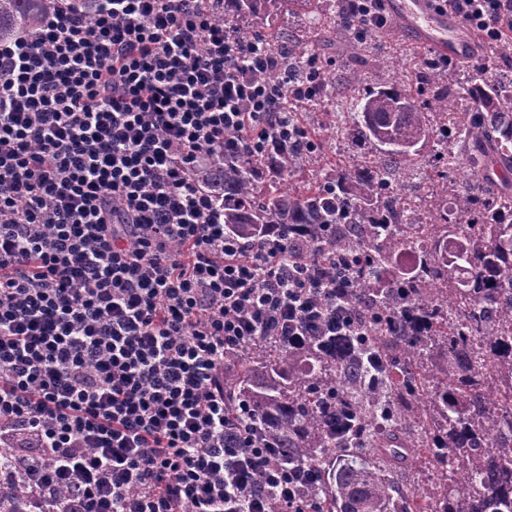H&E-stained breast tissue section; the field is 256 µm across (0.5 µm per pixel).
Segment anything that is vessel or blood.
<instances>
[{
	"mask_svg": "<svg viewBox=\"0 0 512 512\" xmlns=\"http://www.w3.org/2000/svg\"><path fill=\"white\" fill-rule=\"evenodd\" d=\"M385 8L415 44L455 60L474 56V34L441 0H386Z\"/></svg>",
	"mask_w": 512,
	"mask_h": 512,
	"instance_id": "b4317fda",
	"label": "vessel or blood"
}]
</instances>
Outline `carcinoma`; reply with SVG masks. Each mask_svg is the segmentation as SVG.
Masks as SVG:
<instances>
[{
  "mask_svg": "<svg viewBox=\"0 0 512 512\" xmlns=\"http://www.w3.org/2000/svg\"><path fill=\"white\" fill-rule=\"evenodd\" d=\"M227 17L252 38V19L273 21L294 0H233ZM47 0H0V39L36 29ZM344 31L354 48L371 38L364 21ZM277 67L267 79L278 85L292 70L329 85L336 73L318 64L314 50L299 41L265 44ZM457 61L420 63L423 90L414 97L395 80L359 102L362 139L379 150L372 164L357 153L336 176L297 195L271 185L259 188L257 170L289 173L299 151L287 146L262 159L214 165L202 176L205 188L224 205V223L249 247L263 243L269 227L304 229L303 246L318 257L331 279L349 277L346 307L354 319L350 336H318L302 349L269 352L257 344L224 358L235 370L224 384L230 410L250 405L261 435L283 449L281 459L320 470L313 492L316 512H512V459L498 447L497 429H512V330L499 332L489 310L512 312V196L499 190L512 182V97L487 75L483 60L469 64L465 96L452 84ZM468 112L451 123L462 149L444 160L428 210L430 224L444 234L419 242L414 266L384 280L395 252L412 244L391 228L392 211L382 209V188L391 204L403 198L402 186L388 185L400 171L413 176L432 125L446 119L458 100ZM468 160L476 184L448 202V173ZM475 302L468 313L448 318V304ZM375 373L398 393L402 429L414 419L427 428L426 440L411 434L395 447L378 448V457L336 454L351 432L367 425L375 405L363 377ZM482 448L467 450L473 437ZM427 455L431 477L400 495L392 470ZM24 490L0 494V512H23Z\"/></svg>",
  "mask_w": 512,
  "mask_h": 512,
  "instance_id": "carcinoma-1",
  "label": "carcinoma"
}]
</instances>
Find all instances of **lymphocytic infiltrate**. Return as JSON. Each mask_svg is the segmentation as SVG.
<instances>
[{"mask_svg":"<svg viewBox=\"0 0 512 512\" xmlns=\"http://www.w3.org/2000/svg\"><path fill=\"white\" fill-rule=\"evenodd\" d=\"M487 38L512 0H449ZM0 40V488L33 512H312L224 402L226 355L345 327L281 232L230 233L197 177L299 127L262 40L204 0H54Z\"/></svg>","mask_w":512,"mask_h":512,"instance_id":"lymphocytic-infiltrate-1","label":"lymphocytic infiltrate"}]
</instances>
